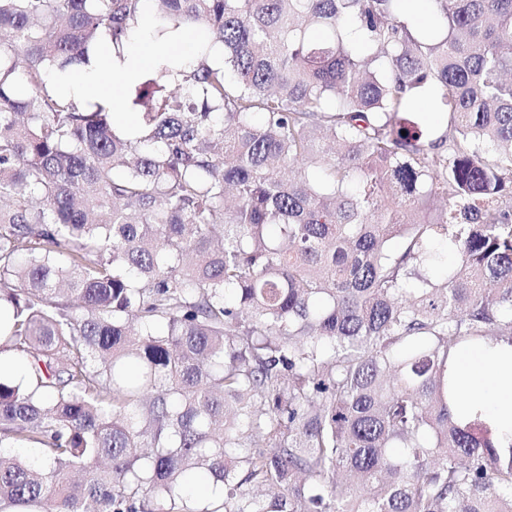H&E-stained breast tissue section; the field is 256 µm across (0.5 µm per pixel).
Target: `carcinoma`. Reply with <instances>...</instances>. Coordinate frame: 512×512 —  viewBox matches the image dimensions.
Returning a JSON list of instances; mask_svg holds the SVG:
<instances>
[{"label": "carcinoma", "instance_id": "1", "mask_svg": "<svg viewBox=\"0 0 512 512\" xmlns=\"http://www.w3.org/2000/svg\"><path fill=\"white\" fill-rule=\"evenodd\" d=\"M147 1L201 42L128 136L65 85ZM407 2L0 0L3 512H512L448 370L512 345V0ZM410 120H414L423 125L431 138H436L446 131V118L438 112H409L405 114Z\"/></svg>", "mask_w": 512, "mask_h": 512}]
</instances>
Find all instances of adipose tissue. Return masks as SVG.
Returning a JSON list of instances; mask_svg holds the SVG:
<instances>
[{"mask_svg": "<svg viewBox=\"0 0 512 512\" xmlns=\"http://www.w3.org/2000/svg\"><path fill=\"white\" fill-rule=\"evenodd\" d=\"M192 32L182 30L167 40L137 39L126 46L123 58H116L109 43H102L90 67L73 78L79 99L111 103L122 111V76L134 73L152 58L167 55L188 56L194 46ZM454 374L467 411L479 412L496 431L500 442L512 439V347L501 344L459 351Z\"/></svg>", "mask_w": 512, "mask_h": 512, "instance_id": "obj_1", "label": "adipose tissue"}]
</instances>
